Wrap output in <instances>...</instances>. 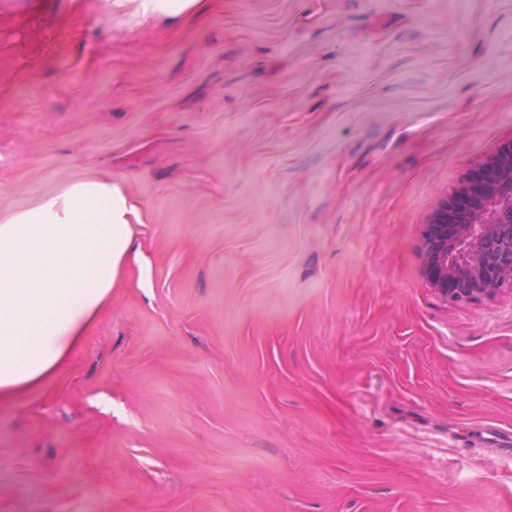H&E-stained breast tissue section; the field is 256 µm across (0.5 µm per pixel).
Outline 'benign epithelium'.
<instances>
[{
	"mask_svg": "<svg viewBox=\"0 0 512 512\" xmlns=\"http://www.w3.org/2000/svg\"><path fill=\"white\" fill-rule=\"evenodd\" d=\"M420 260L446 303L512 295V141L439 200L423 224Z\"/></svg>",
	"mask_w": 512,
	"mask_h": 512,
	"instance_id": "7a95c632",
	"label": "benign epithelium"
}]
</instances>
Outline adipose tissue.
Masks as SVG:
<instances>
[{
	"instance_id": "adipose-tissue-1",
	"label": "adipose tissue",
	"mask_w": 512,
	"mask_h": 512,
	"mask_svg": "<svg viewBox=\"0 0 512 512\" xmlns=\"http://www.w3.org/2000/svg\"><path fill=\"white\" fill-rule=\"evenodd\" d=\"M137 214L119 184L97 176L0 217V399L67 365L123 275Z\"/></svg>"
}]
</instances>
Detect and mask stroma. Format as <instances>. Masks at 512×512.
<instances>
[{
	"label": "stroma",
	"instance_id": "35a3bbf8",
	"mask_svg": "<svg viewBox=\"0 0 512 512\" xmlns=\"http://www.w3.org/2000/svg\"><path fill=\"white\" fill-rule=\"evenodd\" d=\"M0 0V211L108 175L135 247L0 402V512H512V296L422 225L512 141V0ZM135 12L143 20L155 16H177L191 13L200 6L199 0H134Z\"/></svg>",
	"mask_w": 512,
	"mask_h": 512
}]
</instances>
